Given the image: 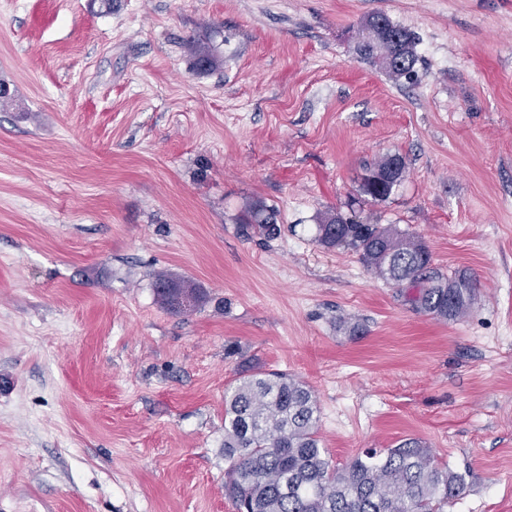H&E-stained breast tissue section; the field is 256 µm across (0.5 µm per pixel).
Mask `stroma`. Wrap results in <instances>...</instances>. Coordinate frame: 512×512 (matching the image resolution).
I'll return each instance as SVG.
<instances>
[{
    "instance_id": "35a3bbf8",
    "label": "stroma",
    "mask_w": 512,
    "mask_h": 512,
    "mask_svg": "<svg viewBox=\"0 0 512 512\" xmlns=\"http://www.w3.org/2000/svg\"><path fill=\"white\" fill-rule=\"evenodd\" d=\"M0 83V512H235L224 391L271 370L332 464L413 437L470 473L448 512H512V0H0ZM395 153L360 216L471 274L461 320L316 240ZM361 27L368 30V35L358 42L361 59L379 63L395 79L407 77L413 72L418 57L411 32L392 23L384 14L372 15L365 19ZM384 36L390 37L391 41ZM405 169V160L399 154L383 157L364 179L359 189L360 195L370 197L371 200H383L389 197L393 189L402 181ZM239 230L246 237L257 234L267 239H275L281 234L277 213L262 206L252 210L250 220L246 224H241ZM154 290L159 302L168 310L181 313L189 310L199 302V288L190 280L157 275ZM188 308H182L184 305Z\"/></svg>"
}]
</instances>
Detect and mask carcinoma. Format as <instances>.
Returning <instances> with one entry per match:
<instances>
[{
  "mask_svg": "<svg viewBox=\"0 0 512 512\" xmlns=\"http://www.w3.org/2000/svg\"><path fill=\"white\" fill-rule=\"evenodd\" d=\"M361 59L378 63L399 79L418 61L415 38L383 14L362 23ZM406 163L394 154L378 161L360 186L372 200L389 197ZM242 235L275 239L277 213L254 208L239 227ZM319 243L359 255L379 277L411 285L413 308L440 321H457L471 309L474 279L465 271L445 275L432 266L425 242L396 224H364L339 214L317 225ZM159 302L181 313L199 302L196 285L160 274ZM319 410L312 390L287 373L244 378L224 391V494L236 512H446L467 488V474L439 464L415 438L393 448H367L337 468L325 457L318 436Z\"/></svg>",
  "mask_w": 512,
  "mask_h": 512,
  "instance_id": "carcinoma-1",
  "label": "carcinoma"
}]
</instances>
